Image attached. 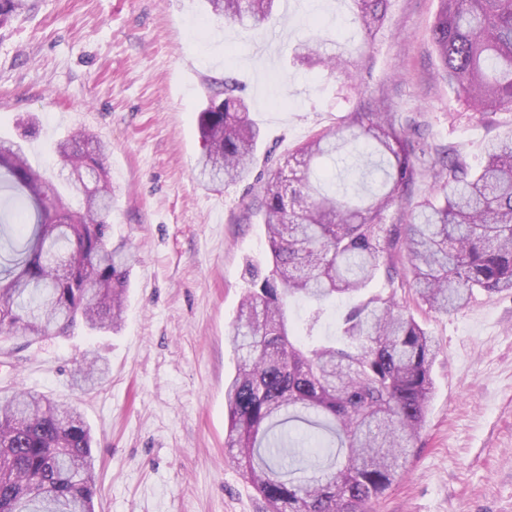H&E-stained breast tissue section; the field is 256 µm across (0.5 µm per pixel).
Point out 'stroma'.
Here are the masks:
<instances>
[{
    "instance_id": "stroma-1",
    "label": "stroma",
    "mask_w": 512,
    "mask_h": 512,
    "mask_svg": "<svg viewBox=\"0 0 512 512\" xmlns=\"http://www.w3.org/2000/svg\"><path fill=\"white\" fill-rule=\"evenodd\" d=\"M0 28V137H18L57 179L53 151L71 129L111 146L112 238L136 261L125 322L115 332L75 327L38 339L0 337V389L20 387L77 405L92 435L95 512H262L224 452V386L236 373L228 339L247 288L245 264L269 247L255 210L263 181L314 134L339 127L358 93L385 98L398 120L417 118L430 143L415 163L428 185L436 144L472 166L512 131V112L476 115L439 73L431 28L439 0H390L387 21L362 42L352 0H277L272 17L241 26L205 0H33ZM348 41L352 80L293 61L299 41ZM243 87L262 139L242 183L202 187L197 115L225 76ZM433 337L432 397L420 440L370 512H512V293L476 292L452 313L418 306ZM108 376L74 385L89 354Z\"/></svg>"
}]
</instances>
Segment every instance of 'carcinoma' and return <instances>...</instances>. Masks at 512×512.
I'll use <instances>...</instances> for the list:
<instances>
[{"label": "carcinoma", "mask_w": 512, "mask_h": 512, "mask_svg": "<svg viewBox=\"0 0 512 512\" xmlns=\"http://www.w3.org/2000/svg\"><path fill=\"white\" fill-rule=\"evenodd\" d=\"M363 39L386 22L389 0H353ZM210 12L254 26L275 0H206ZM29 0H0V26L29 11ZM448 84L474 112H512V0H440L431 36ZM293 60L350 76L348 44L321 55L302 43ZM237 84L199 112L208 188L243 181L260 128ZM382 100L346 115L341 126L299 146L262 187L259 204L271 261L249 270L229 332L238 366L224 390V449L268 512H368L393 484L424 427L438 354L407 303L368 294L401 278L436 312L474 292L512 291V132L491 140L471 168L451 145L423 196L405 128ZM64 165L84 175L55 185L22 144L0 138V335L65 334L82 323L114 330L124 318L132 255L112 243L109 146L78 129L58 140ZM367 159V196L332 185L324 159L351 151ZM80 197L71 206L67 196ZM406 203L398 224L385 223ZM354 299L337 332L321 333L327 304ZM305 304L294 325L291 306ZM93 357L77 373L84 390L106 376ZM91 434L81 414L43 394L0 391V512H95Z\"/></svg>", "instance_id": "cac0c4a2"}]
</instances>
